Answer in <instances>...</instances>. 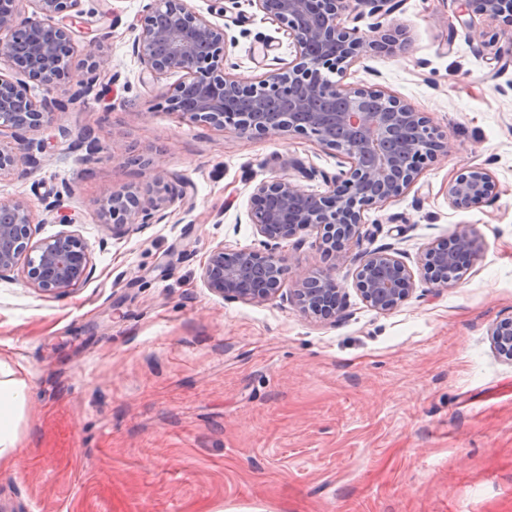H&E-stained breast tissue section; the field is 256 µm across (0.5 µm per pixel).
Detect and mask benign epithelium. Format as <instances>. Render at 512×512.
Here are the masks:
<instances>
[{"label":"benign epithelium","instance_id":"7a95c632","mask_svg":"<svg viewBox=\"0 0 512 512\" xmlns=\"http://www.w3.org/2000/svg\"><path fill=\"white\" fill-rule=\"evenodd\" d=\"M22 0H0V34L8 43L0 50L16 77L0 74V131L9 129L19 146L32 149L25 134L48 122L59 101L36 100L28 82L52 86L70 78L74 31L81 0H31L43 18L21 17ZM372 6L371 14L388 16L394 0H247L278 25L293 49V58L258 77L243 80L224 65V28L195 11L187 0H150L133 29L134 50L153 78L180 73L181 79L160 96V105L191 124L241 136H301L336 151L345 170L327 180L324 193H309L288 178L259 183L250 197L249 219L264 242L299 246L309 236L329 269L298 272L290 299L308 317L330 320L345 309V292L336 267L356 265L355 285L373 310L388 313L403 306L416 290V279L446 289L459 283L479 258L482 244L467 227L452 241L433 242L421 252L417 269L393 247L352 253L359 244L363 213L402 196L424 165L445 153L448 142L424 113L378 85H345L331 79L360 62L368 51L392 53L405 42L399 30L361 33L345 26L353 4ZM475 28L473 17L500 23L493 43L512 46V0H458L456 17ZM95 61L88 75L69 94L73 101L90 93ZM498 192L492 173L473 166L448 181V205L455 210L478 208ZM182 195L177 185L158 179L145 191L112 190L100 206L112 234L150 223L167 202ZM34 215L22 199L0 201V279L17 275L43 295L63 296L93 273L92 251L73 231L61 230L34 239ZM288 275L285 259L273 252L213 248L200 278L213 293L230 300L264 303L282 290ZM494 350L512 361V318L487 330Z\"/></svg>","mask_w":512,"mask_h":512}]
</instances>
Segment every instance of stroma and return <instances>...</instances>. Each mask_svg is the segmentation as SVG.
I'll list each match as a JSON object with an SVG mask.
<instances>
[{
	"label": "stroma",
	"mask_w": 512,
	"mask_h": 512,
	"mask_svg": "<svg viewBox=\"0 0 512 512\" xmlns=\"http://www.w3.org/2000/svg\"><path fill=\"white\" fill-rule=\"evenodd\" d=\"M148 0H82L72 71L104 55L94 91L29 131L39 166L19 156L0 201L25 200L37 238L67 215L94 273L48 297L0 280V363L26 387L16 448L0 464V512H512V363L487 330L512 317V60L500 64L454 23L455 0H400L383 27L405 49L369 52L350 85L377 84L423 112L448 150L400 199L368 210L375 245L416 264L459 227L483 242L458 285L417 281L401 308L360 297L337 267L347 306L304 317L278 297L222 298L200 279L217 245L269 251L293 273L327 268L317 247L266 245L247 216L260 182L287 177L322 193L335 151L295 136L250 138L180 120L158 106L177 75L153 80L132 51ZM235 36L237 76L289 60L277 25L247 5L188 0ZM95 156L74 144L86 130ZM316 168L299 178L293 161ZM498 183L488 204L449 207L465 168ZM178 178L185 197L139 230L112 235L99 203L113 189ZM61 201L47 214L45 198Z\"/></svg>",
	"instance_id": "1"
}]
</instances>
